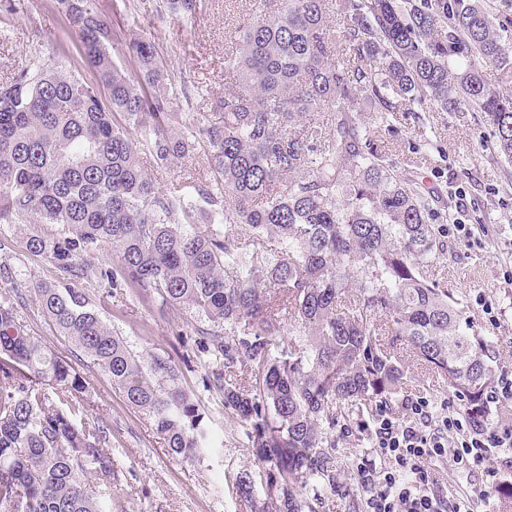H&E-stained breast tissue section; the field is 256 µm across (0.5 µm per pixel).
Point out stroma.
<instances>
[{
    "instance_id": "stroma-1",
    "label": "stroma",
    "mask_w": 512,
    "mask_h": 512,
    "mask_svg": "<svg viewBox=\"0 0 512 512\" xmlns=\"http://www.w3.org/2000/svg\"><path fill=\"white\" fill-rule=\"evenodd\" d=\"M100 4L120 34L112 49L116 64L132 71L130 37L153 42L169 65L173 109L181 114L183 131H191L196 114L210 111L214 99L224 93V49L233 41L240 18L250 12L249 0H197L195 13L177 18L161 10V0H150L144 8L132 6L130 0ZM60 43L71 48L75 39L53 0H21L10 23H0V84L9 82L30 58L48 57ZM397 106L392 127L371 125L373 146L430 195L446 230L447 252L440 262L443 282L459 299L465 317L482 335L494 337L493 365L498 376L512 379V164L488 149L480 113L440 112L429 103L403 99ZM461 222L471 225L472 238L452 232V225ZM23 232V225L0 224V236L16 242L5 257L7 265L21 280L48 279V265L20 246ZM95 307L137 351L173 356L190 352L182 337L191 327L177 309L161 311L103 289L95 296ZM203 369V362H194L185 384L208 408L220 446L198 461L168 455L152 422L126 405L107 376L90 373L94 406L89 416L112 428V456L120 474L112 497L126 512H250L235 484L236 474L252 466L250 428L225 413L216 394L203 390ZM371 420V406L353 414L348 428L359 439L341 440L350 453L339 459L336 488L325 495L318 512H365L357 466L376 458L368 429ZM434 472L449 496L468 500L473 512H499V495H478L486 484L483 469L467 475L441 463Z\"/></svg>"
}]
</instances>
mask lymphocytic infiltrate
Wrapping results in <instances>:
<instances>
[{"label":"lymphocytic infiltrate","instance_id":"f902f5d3","mask_svg":"<svg viewBox=\"0 0 512 512\" xmlns=\"http://www.w3.org/2000/svg\"><path fill=\"white\" fill-rule=\"evenodd\" d=\"M406 412L377 409L370 427L373 445L385 464L358 469L367 512H470L465 500H450L432 480L427 465L446 460L468 471L490 459L494 448H512V428H480L461 412H451L428 398L408 400Z\"/></svg>","mask_w":512,"mask_h":512}]
</instances>
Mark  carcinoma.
Segmentation results:
<instances>
[{
    "mask_svg": "<svg viewBox=\"0 0 512 512\" xmlns=\"http://www.w3.org/2000/svg\"><path fill=\"white\" fill-rule=\"evenodd\" d=\"M340 2L344 43L329 15ZM224 49L230 81L182 133L167 63L130 40L136 77L98 0H56L76 36L0 86V224L31 225L23 248L49 265L32 286L0 265V512H114L112 431L88 419L89 377L28 329L38 315L149 417L168 453L214 448L207 413L174 361L133 350L90 287L183 311L203 389L251 425L263 473L237 476L256 512H315L336 489V434L350 411L395 408L407 366L395 336L488 427L507 421L483 336L435 275L443 229L412 180L371 150L359 93L390 124V94L482 113L490 150L512 162V92L475 60L512 70V18L485 0H265ZM171 15L197 0H162ZM208 150L214 182L162 191L143 159L175 168ZM207 205L202 209L191 196ZM110 250V261L99 259Z\"/></svg>",
    "mask_w": 512,
    "mask_h": 512,
    "instance_id": "obj_1",
    "label": "carcinoma"
}]
</instances>
